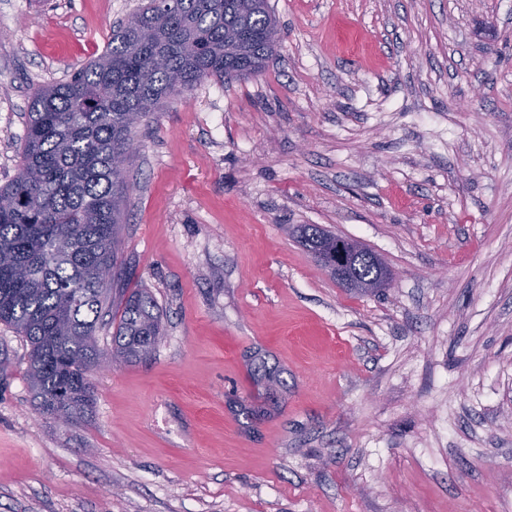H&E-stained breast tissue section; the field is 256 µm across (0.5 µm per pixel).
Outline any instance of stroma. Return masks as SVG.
Returning <instances> with one entry per match:
<instances>
[{
    "label": "stroma",
    "mask_w": 512,
    "mask_h": 512,
    "mask_svg": "<svg viewBox=\"0 0 512 512\" xmlns=\"http://www.w3.org/2000/svg\"><path fill=\"white\" fill-rule=\"evenodd\" d=\"M141 2L0 0V186L34 90ZM270 4L261 74L136 129L122 249L152 355L92 370L63 424L0 322V512H512V0ZM292 224L394 287L343 288ZM295 233L304 250L329 273L336 264V258L342 257L348 261L356 280L370 276L377 278L382 271H389L382 259L368 248L359 244V249L354 251L350 246L353 240L338 237L317 225L304 224ZM336 279L358 288V291H365L359 289V282L347 279L340 264H336Z\"/></svg>",
    "instance_id": "stroma-1"
}]
</instances>
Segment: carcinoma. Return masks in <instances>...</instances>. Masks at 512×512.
I'll return each mask as SVG.
<instances>
[{"mask_svg": "<svg viewBox=\"0 0 512 512\" xmlns=\"http://www.w3.org/2000/svg\"><path fill=\"white\" fill-rule=\"evenodd\" d=\"M278 38L269 0H147L102 53L34 90L18 172L0 187V322L29 342L42 412L65 423L91 412L89 372L103 355L96 332L112 306V360L145 358L161 336L154 298L123 288L120 266L135 126L206 79L264 71ZM295 233L328 271L338 258L357 279L388 270L368 248L314 224Z\"/></svg>", "mask_w": 512, "mask_h": 512, "instance_id": "carcinoma-1", "label": "carcinoma"}]
</instances>
